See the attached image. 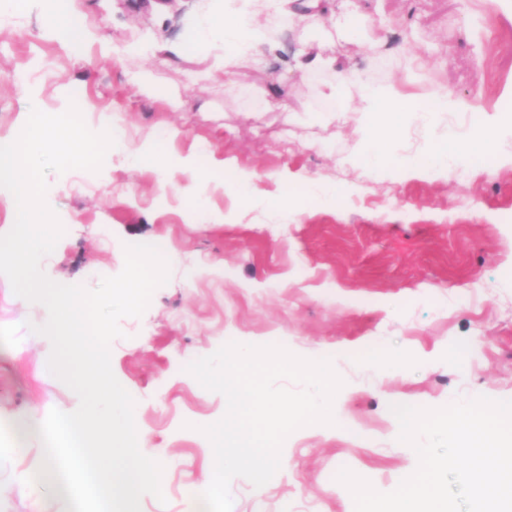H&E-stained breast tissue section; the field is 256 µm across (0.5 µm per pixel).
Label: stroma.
<instances>
[{
  "label": "stroma",
  "mask_w": 512,
  "mask_h": 512,
  "mask_svg": "<svg viewBox=\"0 0 512 512\" xmlns=\"http://www.w3.org/2000/svg\"><path fill=\"white\" fill-rule=\"evenodd\" d=\"M51 7L0 9V137L17 138L31 109L55 115L72 104L92 131L121 129L100 171L47 174L64 233L41 269L93 289L122 271L125 245L154 246L168 262L167 282L142 316L121 319L110 346L163 466V495H144L141 512H190L207 488L213 453L201 429L223 417L224 397L186 367L230 342L280 338L297 356L330 360L343 381L333 425L293 432L275 482L234 478L232 512H354L341 469L390 492L416 465L394 403L512 400V132L499 136L494 166L476 161L463 183L430 169L416 178L386 163L372 170L356 161V89L328 99L333 70L288 68L308 38L368 82L402 85L420 101L444 93L497 121L512 103V0H333L319 18L290 21L262 11L274 45L229 85L210 75L220 46L195 41L214 0H71L64 39ZM141 73L154 95L141 92ZM274 80L289 111L265 94ZM153 145L172 160L195 156L202 184L175 167L132 166L131 153ZM241 170L255 174L247 205L225 190ZM310 180L346 191L305 203ZM273 196L291 201L286 217L265 208ZM41 314L0 275V512H68L55 487L21 484L41 468L44 446L35 435L19 442L15 418L79 406L43 365L50 340L30 334ZM382 354L398 366L381 372Z\"/></svg>",
  "instance_id": "1"
}]
</instances>
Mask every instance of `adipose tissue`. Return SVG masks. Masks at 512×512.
Listing matches in <instances>:
<instances>
[{
  "label": "adipose tissue",
  "instance_id": "1",
  "mask_svg": "<svg viewBox=\"0 0 512 512\" xmlns=\"http://www.w3.org/2000/svg\"><path fill=\"white\" fill-rule=\"evenodd\" d=\"M286 0H224L219 13L204 16L198 28L201 41L220 39L223 53L219 66L225 80H232L236 70L244 62L255 58L260 48L271 45L272 33L256 20V5L283 11ZM293 66L299 70L335 68L338 80L327 87L328 96H336L350 85L357 86L361 99L359 110L366 116L363 141L359 160L363 165L381 163L391 158L398 172L408 178L419 176L424 166H431L440 173H447L452 162L470 161L484 152L490 140L484 132L463 136L446 127H433V146L425 158L409 155L389 156L386 144L395 131V120L405 113L417 111L418 105L411 96L401 93L395 85H374L345 67L336 60L325 59L314 48L301 51L294 59Z\"/></svg>",
  "mask_w": 512,
  "mask_h": 512
}]
</instances>
